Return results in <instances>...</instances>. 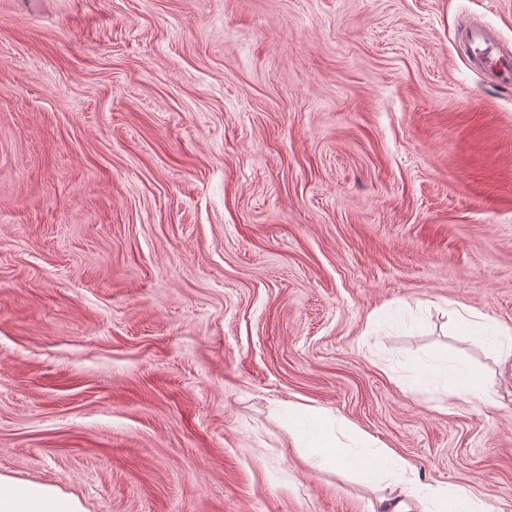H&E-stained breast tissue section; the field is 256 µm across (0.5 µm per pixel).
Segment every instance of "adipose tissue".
<instances>
[{
  "mask_svg": "<svg viewBox=\"0 0 512 512\" xmlns=\"http://www.w3.org/2000/svg\"><path fill=\"white\" fill-rule=\"evenodd\" d=\"M276 411L288 419L289 434L297 447L308 449L312 466L335 464L341 456L340 436L345 425L317 407L292 401ZM0 512H85L80 500L59 487L20 482L0 475Z\"/></svg>",
  "mask_w": 512,
  "mask_h": 512,
  "instance_id": "ef3b65f1",
  "label": "adipose tissue"
}]
</instances>
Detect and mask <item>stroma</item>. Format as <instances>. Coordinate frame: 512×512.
<instances>
[{
	"label": "stroma",
	"mask_w": 512,
	"mask_h": 512,
	"mask_svg": "<svg viewBox=\"0 0 512 512\" xmlns=\"http://www.w3.org/2000/svg\"><path fill=\"white\" fill-rule=\"evenodd\" d=\"M512 0H0V475L86 512H374L302 402L512 512ZM495 406H485L483 390ZM464 54L474 66L488 73L497 83L512 88V53L486 26L470 22L465 26ZM275 411L288 417L289 434L298 448H309L307 460L314 467L332 465L347 448L339 434L348 431L336 416L317 407L292 401L279 403Z\"/></svg>",
	"instance_id": "35a3bbf8"
}]
</instances>
